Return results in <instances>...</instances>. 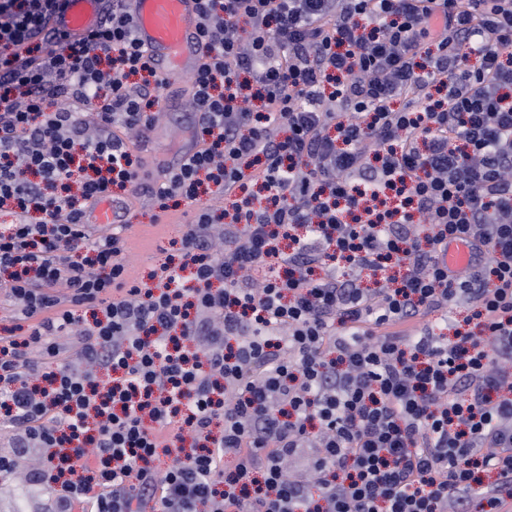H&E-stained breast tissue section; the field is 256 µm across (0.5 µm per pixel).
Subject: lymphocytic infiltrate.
Instances as JSON below:
<instances>
[{
  "mask_svg": "<svg viewBox=\"0 0 512 512\" xmlns=\"http://www.w3.org/2000/svg\"><path fill=\"white\" fill-rule=\"evenodd\" d=\"M69 2L0 0V426L53 512H507L512 0H196V146L153 180L167 81L126 0ZM135 182L195 208L144 282L84 222ZM99 0H71L65 13L63 28L71 33H80L93 26L99 14Z\"/></svg>",
  "mask_w": 512,
  "mask_h": 512,
  "instance_id": "lymphocytic-infiltrate-1",
  "label": "lymphocytic infiltrate"
}]
</instances>
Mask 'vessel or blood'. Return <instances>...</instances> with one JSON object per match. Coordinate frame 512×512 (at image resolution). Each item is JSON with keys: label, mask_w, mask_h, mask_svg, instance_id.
<instances>
[{"label": "vessel or blood", "mask_w": 512, "mask_h": 512, "mask_svg": "<svg viewBox=\"0 0 512 512\" xmlns=\"http://www.w3.org/2000/svg\"><path fill=\"white\" fill-rule=\"evenodd\" d=\"M99 0H71L63 27L79 33L93 26L99 14ZM136 40L147 49L164 76H189L198 68L202 45L198 34L195 0H128ZM88 223L109 227L124 223L121 208L111 199L97 202Z\"/></svg>", "instance_id": "1"}]
</instances>
